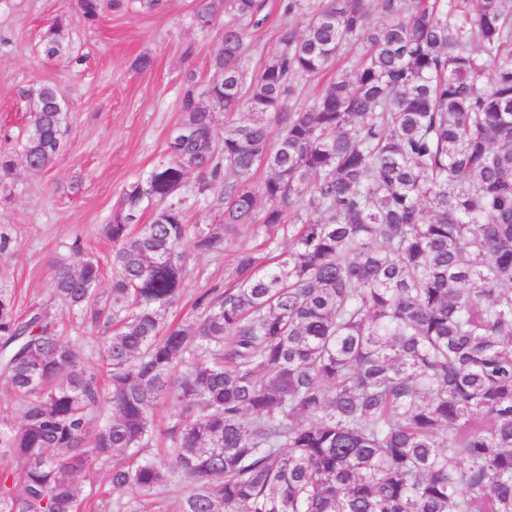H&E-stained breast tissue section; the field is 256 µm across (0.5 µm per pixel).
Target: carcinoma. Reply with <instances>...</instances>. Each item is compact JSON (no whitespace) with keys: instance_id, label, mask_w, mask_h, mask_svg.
Segmentation results:
<instances>
[{"instance_id":"obj_1","label":"carcinoma","mask_w":512,"mask_h":512,"mask_svg":"<svg viewBox=\"0 0 512 512\" xmlns=\"http://www.w3.org/2000/svg\"><path fill=\"white\" fill-rule=\"evenodd\" d=\"M135 1L164 5L77 0L78 14L92 26ZM280 7L305 25L282 27L249 77L265 0H200L197 29L229 15L216 77L200 92L187 76L168 159L102 225L110 288L79 241L52 259L53 293L100 334L97 363L0 281V377L20 409L0 417V449L23 464L0 475V512H159L168 494L179 512H512V0ZM70 21L54 18L45 57ZM354 48L309 106H290ZM26 97L22 154L38 173L66 108L52 84ZM243 107L217 142L215 111ZM191 197L221 204L224 223H186ZM239 226L276 262L240 252L233 283L169 319L185 245L219 256ZM160 399L178 407L162 432ZM93 464L110 491L83 490Z\"/></svg>"}]
</instances>
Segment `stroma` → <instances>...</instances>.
Masks as SVG:
<instances>
[{"label": "stroma", "instance_id": "stroma-1", "mask_svg": "<svg viewBox=\"0 0 512 512\" xmlns=\"http://www.w3.org/2000/svg\"><path fill=\"white\" fill-rule=\"evenodd\" d=\"M199 0H165L161 11L106 13L95 27L81 23L63 35L64 52L40 56L41 36L52 18L76 0H0V127L23 138L28 128L27 90L56 86L66 100L68 130L55 164L34 174L17 164L0 181V229L12 239L0 254V280L16 288L20 308L50 300V259L82 237L88 252L107 258L99 234L117 209L126 186L167 158V141L181 121L178 100L187 75L205 86L214 73L210 54L218 31L204 34L192 23ZM266 21L253 30L246 65L256 73L262 51L273 48L288 16L268 0ZM151 70L132 66L141 54ZM84 55L75 64L73 55ZM260 237L247 230L228 235L221 256H192L181 302L191 305L208 289L229 282L239 251Z\"/></svg>", "mask_w": 512, "mask_h": 512}]
</instances>
